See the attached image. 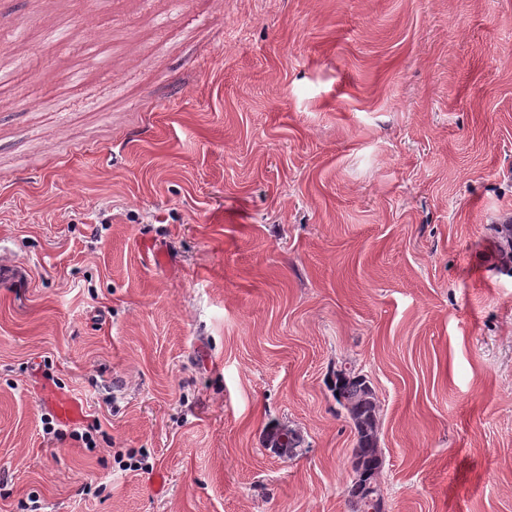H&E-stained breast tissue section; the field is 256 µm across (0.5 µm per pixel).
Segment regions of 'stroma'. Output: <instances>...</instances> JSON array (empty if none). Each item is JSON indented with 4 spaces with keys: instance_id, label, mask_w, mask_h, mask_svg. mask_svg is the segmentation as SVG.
I'll return each instance as SVG.
<instances>
[{
    "instance_id": "1",
    "label": "stroma",
    "mask_w": 512,
    "mask_h": 512,
    "mask_svg": "<svg viewBox=\"0 0 512 512\" xmlns=\"http://www.w3.org/2000/svg\"><path fill=\"white\" fill-rule=\"evenodd\" d=\"M8 45L0 512H352L345 362L388 512H512V0H0ZM499 237L498 265L512 273V224H495ZM280 437L287 439L288 458L296 457L302 452L305 440L300 431L286 425L277 426L270 432V438Z\"/></svg>"
}]
</instances>
